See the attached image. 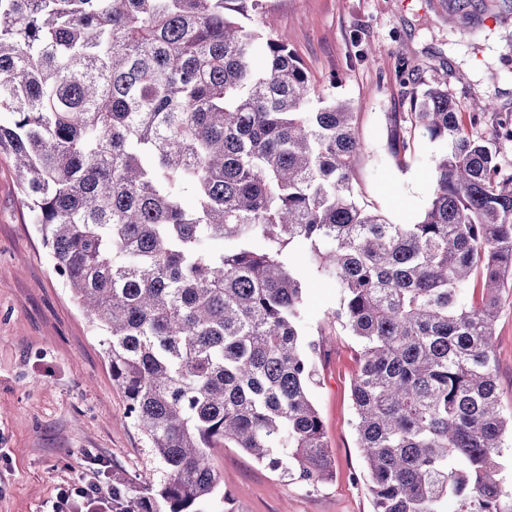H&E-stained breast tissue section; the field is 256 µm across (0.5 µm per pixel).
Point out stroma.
<instances>
[{"instance_id": "obj_1", "label": "stroma", "mask_w": 512, "mask_h": 512, "mask_svg": "<svg viewBox=\"0 0 512 512\" xmlns=\"http://www.w3.org/2000/svg\"><path fill=\"white\" fill-rule=\"evenodd\" d=\"M460 8L472 15L469 27L449 28V13ZM267 18L318 95L351 103L365 144L362 199L392 223H415L427 206L441 149L416 131L404 157L389 151L390 118L410 111L413 92L444 78L463 119L477 97L512 114V0H263L249 25L262 28ZM370 48L375 57H366ZM461 69L470 84L457 81ZM337 302L335 289L311 281L306 322L318 338L321 377L313 398L336 477L318 487L284 482L241 450L225 449L217 466L235 512H373L351 400L359 346L327 324ZM495 337L499 399L510 413L512 280ZM126 413L97 332L55 274L14 164L0 155V512H49L60 487L94 476L109 487L116 466L161 479Z\"/></svg>"}]
</instances>
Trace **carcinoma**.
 <instances>
[{
	"label": "carcinoma",
	"mask_w": 512,
	"mask_h": 512,
	"mask_svg": "<svg viewBox=\"0 0 512 512\" xmlns=\"http://www.w3.org/2000/svg\"><path fill=\"white\" fill-rule=\"evenodd\" d=\"M262 0H0V154L55 273L92 317L127 417L163 471H112V512H207L237 448L312 486L334 463L305 291L359 344L355 432L374 512H512L494 335L512 277V121L468 131L439 82L391 117L443 150L429 203L360 202L350 104L311 105ZM303 247L297 252L296 247ZM481 284L466 297L471 283Z\"/></svg>",
	"instance_id": "carcinoma-1"
}]
</instances>
